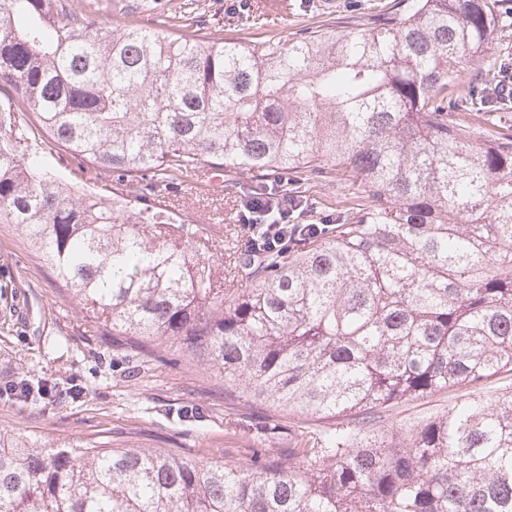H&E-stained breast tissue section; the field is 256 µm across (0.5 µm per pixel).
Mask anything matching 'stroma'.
Instances as JSON below:
<instances>
[{"mask_svg": "<svg viewBox=\"0 0 512 512\" xmlns=\"http://www.w3.org/2000/svg\"><path fill=\"white\" fill-rule=\"evenodd\" d=\"M205 32L240 29L243 11L259 18L257 33L286 40L321 26L336 33L349 17L384 12L391 0H197ZM308 222L335 220L337 199L350 180L328 188L303 181ZM253 192L248 176L227 181L223 172L202 174L178 189L182 219L197 218L217 234L244 240L237 213ZM42 386L29 400L13 391L16 381ZM466 390H445L426 402L384 412L374 427L388 434L402 425L446 411ZM259 416L224 397L221 382L178 355L150 361L110 346L90 320L69 302L51 269L13 224H0V428L55 445H116L172 448L202 462H237L253 448L288 450L312 442L318 419L280 415L275 435H251Z\"/></svg>", "mask_w": 512, "mask_h": 512, "instance_id": "obj_1", "label": "stroma"}]
</instances>
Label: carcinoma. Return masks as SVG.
<instances>
[{
  "label": "carcinoma",
  "instance_id": "obj_1",
  "mask_svg": "<svg viewBox=\"0 0 512 512\" xmlns=\"http://www.w3.org/2000/svg\"><path fill=\"white\" fill-rule=\"evenodd\" d=\"M195 2L149 26L156 0H0V223L98 335L182 352L272 428L348 421L238 464L0 430V512H512V390L397 439L370 429L512 374V135L448 121L450 87L509 102L482 78L509 0H394L286 42L201 34ZM207 169L250 175L265 202L306 203L304 173L355 189L317 236L230 250L228 285L223 245L151 205ZM107 174L112 189L84 188ZM471 392L470 389L452 388L445 390L425 402H416L408 405H399L390 411L384 412L381 418L374 422L376 430L390 436L391 432L399 430V427L405 423L421 420L430 416H435L446 411L456 403L467 399Z\"/></svg>",
  "mask_w": 512,
  "mask_h": 512
}]
</instances>
